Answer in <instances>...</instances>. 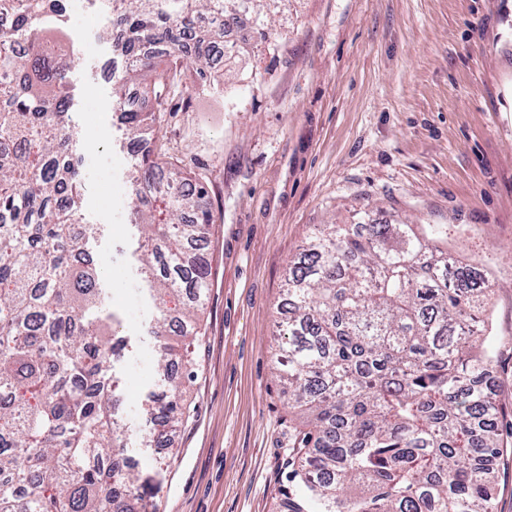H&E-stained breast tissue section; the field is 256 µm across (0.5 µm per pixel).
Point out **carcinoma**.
I'll return each instance as SVG.
<instances>
[{
	"label": "carcinoma",
	"mask_w": 512,
	"mask_h": 512,
	"mask_svg": "<svg viewBox=\"0 0 512 512\" xmlns=\"http://www.w3.org/2000/svg\"><path fill=\"white\" fill-rule=\"evenodd\" d=\"M125 63L112 101L143 85L156 108L124 107L134 141L157 142L163 92L184 64L211 76L195 42H211L256 0H94ZM0 512H147L135 486L112 375V325L97 269L74 264L81 223L78 138L68 122L70 59L47 57L48 24L66 0H0ZM137 157L130 210L145 231L141 275L156 302L151 329L163 375L192 365L211 268L193 255L214 215L202 187ZM432 224H322L290 264L277 375L306 416L281 490L286 512H492L489 464L504 448L485 275L439 246ZM172 387L148 410L146 448L181 418Z\"/></svg>",
	"instance_id": "carcinoma-1"
}]
</instances>
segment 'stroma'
Returning <instances> with one entry per match:
<instances>
[{"instance_id": "obj_1", "label": "stroma", "mask_w": 512, "mask_h": 512, "mask_svg": "<svg viewBox=\"0 0 512 512\" xmlns=\"http://www.w3.org/2000/svg\"><path fill=\"white\" fill-rule=\"evenodd\" d=\"M228 36L245 52L220 82L184 67L167 89L157 149L204 187L213 275L171 450L144 448L150 396L166 387L147 331L156 313L134 255L131 155L112 106L121 63L92 0L73 44L69 114L79 136L82 221L125 346L118 418L153 512H283L301 426L273 371L290 261L314 225L442 224L448 250L488 272L498 360L489 377L512 420V0H288Z\"/></svg>"}]
</instances>
